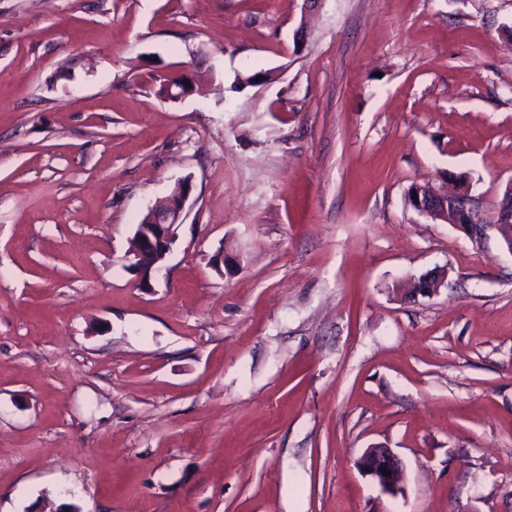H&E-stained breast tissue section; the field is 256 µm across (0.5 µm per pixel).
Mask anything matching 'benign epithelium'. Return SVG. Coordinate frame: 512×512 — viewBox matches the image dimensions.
I'll return each instance as SVG.
<instances>
[{
	"mask_svg": "<svg viewBox=\"0 0 512 512\" xmlns=\"http://www.w3.org/2000/svg\"><path fill=\"white\" fill-rule=\"evenodd\" d=\"M180 88L170 90L166 96L181 99L195 91L198 79L195 75H181ZM191 192V184L183 179L176 183L171 194L155 209L149 211L137 225L135 249L130 258L129 268L144 288L151 285L154 275L161 270L174 242L175 226L183 223L184 209ZM413 207L421 214L434 220L452 224L476 243L496 230L505 247L512 253V187L503 198L499 209L492 217V223L479 219L469 206L468 183L456 179L455 190L451 193L431 186H414ZM441 284V278L425 276L415 280L412 287L405 289V297L434 294ZM360 467L370 475L386 493L395 494L402 488L404 470L399 458L389 448H369L359 461Z\"/></svg>",
	"mask_w": 512,
	"mask_h": 512,
	"instance_id": "1",
	"label": "benign epithelium"
}]
</instances>
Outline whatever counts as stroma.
<instances>
[{
  "instance_id": "1",
  "label": "stroma",
  "mask_w": 512,
  "mask_h": 512,
  "mask_svg": "<svg viewBox=\"0 0 512 512\" xmlns=\"http://www.w3.org/2000/svg\"><path fill=\"white\" fill-rule=\"evenodd\" d=\"M304 7L0 0V512H512V253L408 200L512 186V0ZM190 192L189 180H179L165 201L137 225L135 249L128 267L136 273L140 286L150 287L152 278L163 267L174 242L175 226L183 222ZM359 465L384 492L395 494L401 490L404 470L391 448H367L360 458ZM382 468H385L389 475L382 473Z\"/></svg>"
}]
</instances>
